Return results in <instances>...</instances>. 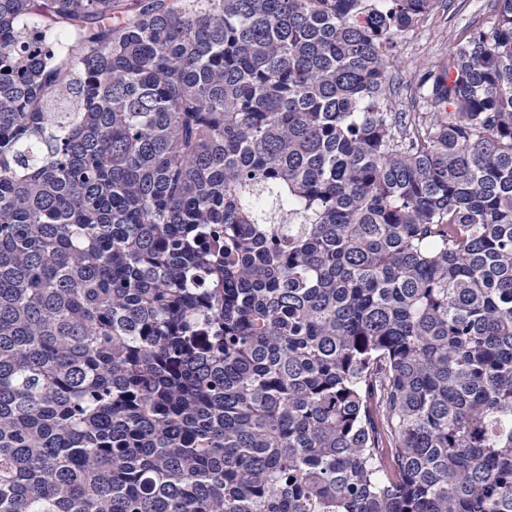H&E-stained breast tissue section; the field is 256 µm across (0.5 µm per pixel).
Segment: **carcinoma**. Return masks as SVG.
<instances>
[{
	"label": "carcinoma",
	"instance_id": "cac0c4a2",
	"mask_svg": "<svg viewBox=\"0 0 512 512\" xmlns=\"http://www.w3.org/2000/svg\"><path fill=\"white\" fill-rule=\"evenodd\" d=\"M0 0V512H512V0ZM447 1V2H446ZM490 0H443L413 31L398 39L391 68L396 112H422L419 84L429 70L448 62L456 43L468 30L488 19Z\"/></svg>",
	"mask_w": 512,
	"mask_h": 512
}]
</instances>
